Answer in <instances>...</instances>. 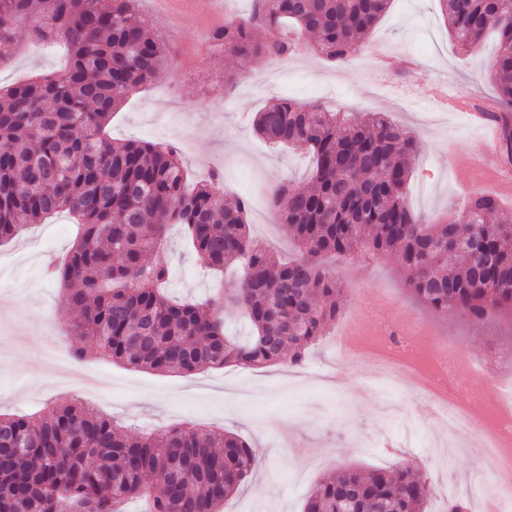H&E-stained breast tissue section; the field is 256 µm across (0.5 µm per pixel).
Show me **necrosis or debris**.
<instances>
[{
    "label": "necrosis or debris",
    "instance_id": "obj_1",
    "mask_svg": "<svg viewBox=\"0 0 512 512\" xmlns=\"http://www.w3.org/2000/svg\"><path fill=\"white\" fill-rule=\"evenodd\" d=\"M375 335L378 351L361 348L362 338L354 330L337 337L336 349L355 365H371L378 379L395 391L431 395L438 427L477 433L479 454L495 466L492 497L497 512H512V373L482 362L471 369L466 379H458L459 353L450 348L440 356L421 357L410 332L398 320L379 317ZM461 383L482 401V416H472L449 399V389Z\"/></svg>",
    "mask_w": 512,
    "mask_h": 512
}]
</instances>
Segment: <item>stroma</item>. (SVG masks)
<instances>
[{"label": "stroma", "mask_w": 512, "mask_h": 512, "mask_svg": "<svg viewBox=\"0 0 512 512\" xmlns=\"http://www.w3.org/2000/svg\"><path fill=\"white\" fill-rule=\"evenodd\" d=\"M209 8V0H195L191 12L181 13L141 0L139 16L170 52L159 77L129 94L113 115V141L171 142L195 179L223 172L225 200L252 198L250 234L280 256L293 253L294 244L266 199L284 182L304 188L312 160L303 151L266 143L254 130L256 113L275 98L318 101L355 116L383 112L421 147L408 190L415 213L429 223L453 217L474 193L485 192L498 198L501 222L512 223V160L506 152H491L488 135L500 112L488 76L494 37L476 51H461L438 0H391L345 65L312 51L308 34L288 60L237 61L212 47ZM64 65L61 48L21 32L0 64V87L57 73ZM75 235V224L62 213L0 244L1 413L31 414L69 396L110 415L131 438L186 419L235 433L252 447L257 473L225 501L223 512H303L315 483L349 465L412 467L431 489L427 512H448L452 495L470 499L471 512H481L495 470L475 452L472 438L447 448L424 396L366 391L350 368L344 372L348 387L335 389L321 373L336 357L332 336L354 318L365 332L380 315L408 322L425 344L447 345L480 361L512 351L511 316L481 325L460 314L430 315L409 294L395 258L371 262L354 255L336 265L346 288L344 305L328 336L308 348L303 367L228 365L178 374L87 358L74 373L59 368L49 351L52 340L66 354L78 341L66 335L74 315L47 263L64 255ZM164 256L170 266L166 289L174 299L202 301L238 286L239 271L211 276L200 270L180 225L169 228Z\"/></svg>", "instance_id": "1"}]
</instances>
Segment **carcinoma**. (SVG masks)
<instances>
[{
  "instance_id": "1",
  "label": "carcinoma",
  "mask_w": 512,
  "mask_h": 512,
  "mask_svg": "<svg viewBox=\"0 0 512 512\" xmlns=\"http://www.w3.org/2000/svg\"><path fill=\"white\" fill-rule=\"evenodd\" d=\"M136 0H0V61L21 24L64 41L59 73L0 88V242L27 224L66 211L79 225L51 274L64 303L79 312L67 326L73 356L110 359L157 373H194L228 364H302L343 306L345 288L328 270L351 255L395 256L406 288L436 316L464 313L475 324L512 314V224L477 193L462 215L423 222L408 206L407 183L419 145L382 112L347 120L318 103L282 100L257 112V134L303 149L313 159L309 187H274L268 203L300 257L283 260L250 236L251 201L224 202L220 173L189 187L177 148L108 138L112 114L132 90L152 82L167 56ZM391 0H252L249 15L210 36L234 56H292L298 34L316 35L317 52L337 66L361 48ZM449 33L466 52L495 35L489 78L512 112V0H440ZM274 31L260 42V30ZM169 224L183 225L208 270L243 269L235 292L206 302H173L160 253ZM236 307L250 335L224 331ZM251 446L231 432L189 422L130 439L82 402L52 403L32 415L0 413V512H122L132 499L146 512H221L249 481ZM426 481L405 466L345 467L320 479L304 512H424Z\"/></svg>"
}]
</instances>
